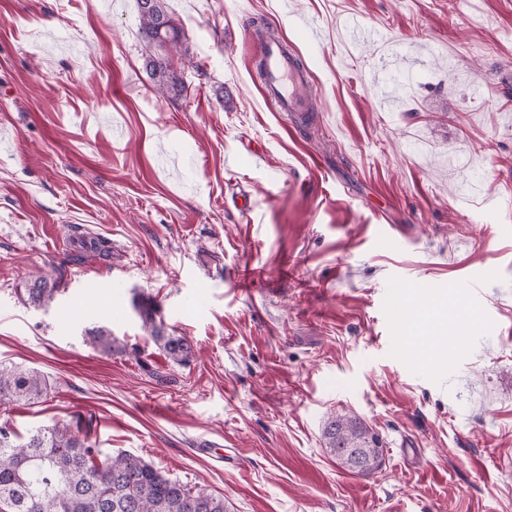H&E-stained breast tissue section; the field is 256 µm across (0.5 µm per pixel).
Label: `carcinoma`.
Here are the masks:
<instances>
[{
  "label": "carcinoma",
  "instance_id": "obj_1",
  "mask_svg": "<svg viewBox=\"0 0 512 512\" xmlns=\"http://www.w3.org/2000/svg\"><path fill=\"white\" fill-rule=\"evenodd\" d=\"M137 4L151 47L162 50L180 43L181 29L165 12L163 0H137ZM148 65L158 90H183L184 83L161 63L151 59ZM56 273L53 282L43 280L25 289L31 304L43 306L54 299L64 271ZM140 316L171 363L189 361L192 347L184 338L165 334L151 309L141 308ZM88 342L110 355L127 351V344L103 329L89 332ZM47 390L44 374L0 363V405L34 404ZM323 437L341 466L354 473L366 474L382 464L379 436L354 415L332 416ZM343 448H355L359 455L344 456ZM98 455L90 419L79 417L40 428L23 445L1 426L0 506H6L7 512H228L224 497L170 478L140 456L121 452L100 460Z\"/></svg>",
  "mask_w": 512,
  "mask_h": 512
}]
</instances>
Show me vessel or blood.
Wrapping results in <instances>:
<instances>
[{
	"label": "vessel or blood",
	"instance_id": "vessel-or-blood-1",
	"mask_svg": "<svg viewBox=\"0 0 512 512\" xmlns=\"http://www.w3.org/2000/svg\"><path fill=\"white\" fill-rule=\"evenodd\" d=\"M261 83L265 102L286 113L288 129H295L308 109L310 81L306 71L285 55L279 44H270L264 50Z\"/></svg>",
	"mask_w": 512,
	"mask_h": 512
}]
</instances>
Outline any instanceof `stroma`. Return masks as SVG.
Here are the masks:
<instances>
[{"mask_svg":"<svg viewBox=\"0 0 512 512\" xmlns=\"http://www.w3.org/2000/svg\"><path fill=\"white\" fill-rule=\"evenodd\" d=\"M164 6L186 38L153 52L137 0H0V362L50 382L0 425L93 417L101 456L229 512H512V0ZM270 37L313 79L293 136L255 83ZM407 288L473 316L437 363ZM337 413L380 435L377 471L326 449ZM148 65L150 67V74L152 79L155 81V85L159 91L171 90L179 93L183 90L184 83L179 80L173 73H170L167 67H164L162 63L155 61L152 57ZM64 263L60 266V270L58 268L55 269L57 273V277L54 281L49 284L47 280H42L39 284L35 283L32 288H25V293L27 295V300L37 306H43L49 304L55 297L56 293L60 291V286L63 280L64 271ZM140 316L143 319L145 327L150 331V335L158 348L165 354L166 358L177 365H183L192 356L191 345L180 336L166 335L162 323H156L155 313L144 306H141ZM89 345L95 349H99L107 354H123L127 351V344L112 333L103 329H96L89 332Z\"/></svg>","mask_w":512,"mask_h":512,"instance_id":"35a3bbf8","label":"stroma"}]
</instances>
